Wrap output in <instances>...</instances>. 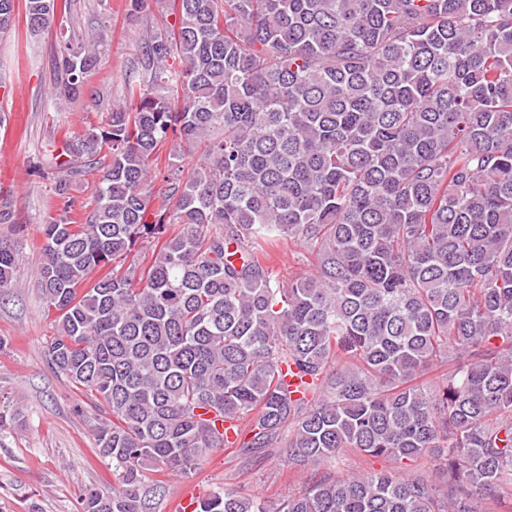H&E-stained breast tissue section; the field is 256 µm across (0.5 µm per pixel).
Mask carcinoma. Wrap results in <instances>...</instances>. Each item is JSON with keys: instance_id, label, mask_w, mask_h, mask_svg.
Segmentation results:
<instances>
[{"instance_id": "carcinoma-1", "label": "carcinoma", "mask_w": 512, "mask_h": 512, "mask_svg": "<svg viewBox=\"0 0 512 512\" xmlns=\"http://www.w3.org/2000/svg\"><path fill=\"white\" fill-rule=\"evenodd\" d=\"M60 3L24 0L27 32L56 24ZM169 6L178 26L151 36L129 104L32 166L55 199L37 272L58 313L45 356L86 394L117 481L85 489L80 512H153L165 487L146 472L186 476L231 442L253 457L286 423L278 451L295 468L349 449L398 470L313 476L275 505L220 488L196 512L512 498V0ZM15 18L0 0L1 35ZM106 36L59 47L54 99L82 98ZM186 148L201 151L188 170ZM92 170L87 207L75 191ZM10 197L0 185V224L20 234ZM286 242L314 263L284 282L268 260ZM15 266L0 241L1 295ZM421 458L439 482L402 473Z\"/></svg>"}]
</instances>
